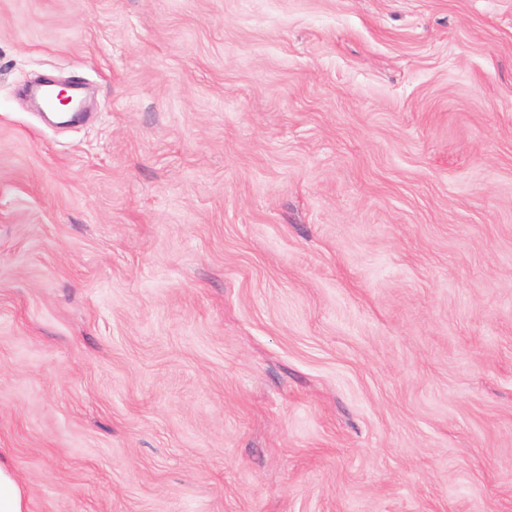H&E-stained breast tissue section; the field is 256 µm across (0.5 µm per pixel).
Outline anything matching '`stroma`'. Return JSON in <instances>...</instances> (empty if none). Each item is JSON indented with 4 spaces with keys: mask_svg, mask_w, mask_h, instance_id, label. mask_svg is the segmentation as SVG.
<instances>
[{
    "mask_svg": "<svg viewBox=\"0 0 512 512\" xmlns=\"http://www.w3.org/2000/svg\"><path fill=\"white\" fill-rule=\"evenodd\" d=\"M0 462L27 512H512V0H0Z\"/></svg>",
    "mask_w": 512,
    "mask_h": 512,
    "instance_id": "35a3bbf8",
    "label": "stroma"
}]
</instances>
